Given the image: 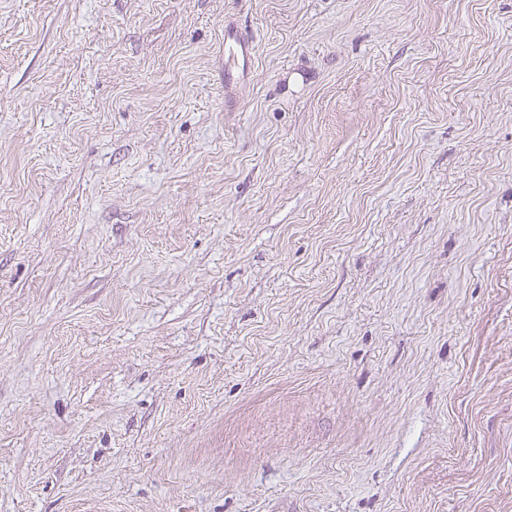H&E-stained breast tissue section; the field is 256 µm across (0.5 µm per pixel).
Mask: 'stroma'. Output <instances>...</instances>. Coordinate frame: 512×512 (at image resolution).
<instances>
[{
    "label": "stroma",
    "mask_w": 512,
    "mask_h": 512,
    "mask_svg": "<svg viewBox=\"0 0 512 512\" xmlns=\"http://www.w3.org/2000/svg\"><path fill=\"white\" fill-rule=\"evenodd\" d=\"M0 512H512V0H0ZM255 43L252 37L224 22V86L236 84L252 71Z\"/></svg>",
    "instance_id": "obj_1"
}]
</instances>
